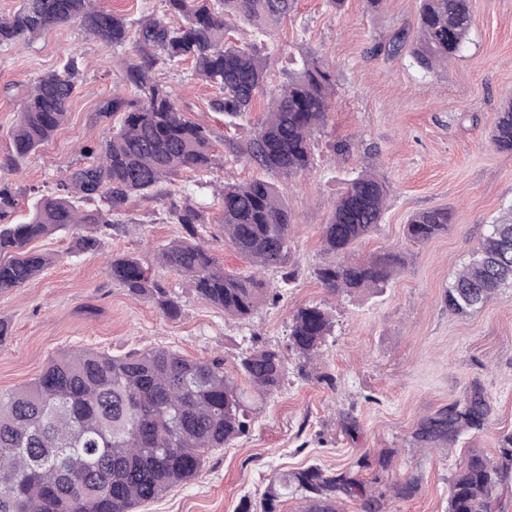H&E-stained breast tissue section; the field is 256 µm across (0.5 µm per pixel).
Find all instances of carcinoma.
<instances>
[{
  "mask_svg": "<svg viewBox=\"0 0 512 512\" xmlns=\"http://www.w3.org/2000/svg\"><path fill=\"white\" fill-rule=\"evenodd\" d=\"M169 12L185 17L179 27L155 15L133 21L123 14L92 7L91 0H22L0 17V47L64 24L80 26L105 47L134 42V61L125 80L136 98L114 97L101 110L123 113L120 127L84 154L93 158L59 182V192L41 196L28 218L0 225V293L20 288L38 276L50 259L28 245L56 230L81 229L75 248L98 249L111 233L112 214L134 194H145L184 169L204 172L213 158V132L189 118L171 92L153 81L156 66L189 59L197 76L215 84L221 96L210 102L228 123L246 117L252 104L270 96L266 116L242 153L260 167L288 178L313 164L311 136L330 110V74L315 60H302L288 81L268 93L264 78L267 56L256 43L226 38L225 17L243 18L255 36L267 23L288 13L292 0H166ZM472 23L471 0H419L417 35L411 55L427 71L456 57ZM161 49L164 57L157 56ZM67 75L39 77L25 97L11 134V153L4 167L38 149L64 124L76 89L78 68ZM490 141L512 152V98L497 112ZM98 199L103 206L81 208ZM224 238L259 267H285L291 216L279 190L255 179L224 186ZM387 187L372 174L360 173L339 194L328 223L324 249L336 260L318 277L333 294L382 290L404 264L397 251L352 258V245L381 224ZM186 237L162 248V266L191 278L195 292L224 314L249 318L277 293L256 274L230 273L218 266L204 244L207 221L190 196L169 211ZM446 207L413 215L407 236L427 242L448 231ZM110 278L132 298L148 297L171 319L179 302L153 279L140 260L115 255ZM512 286V212L488 225L470 259L444 292L453 314L482 308ZM333 329L330 312L318 304L299 307L292 315L288 347L305 362L322 353ZM249 383L240 387L224 373L223 362L185 358L159 348L117 357L92 349L59 353L29 385L0 394V512H135L170 488L194 479L207 456L246 435L257 408L250 392L261 397L278 391L284 377L283 356L275 349L252 346L236 361ZM492 413L489 396L479 384L422 418L411 435L417 448H450L465 432L486 429ZM512 489V432L500 435L494 456L471 452L449 481L448 512H495L499 493ZM296 494L305 512H338L348 496L362 500L363 512H382L381 498L347 470L331 473L312 465L270 482L261 512H279L282 499Z\"/></svg>",
  "mask_w": 512,
  "mask_h": 512,
  "instance_id": "carcinoma-1",
  "label": "carcinoma"
}]
</instances>
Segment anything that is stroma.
I'll return each mask as SVG.
<instances>
[{
    "mask_svg": "<svg viewBox=\"0 0 512 512\" xmlns=\"http://www.w3.org/2000/svg\"><path fill=\"white\" fill-rule=\"evenodd\" d=\"M417 14V0H384L377 12L368 11L365 0H346L339 11L328 0H295L287 17L269 24L268 87L286 82L292 59L305 57L322 62L334 82L327 121L312 136L314 165L293 179L262 173L236 152L262 119L267 99L254 102L242 127L228 126L209 106L215 88L189 62L158 66L154 80L176 90L188 117L214 132L211 168L180 173L152 197H131L113 215L114 229L98 251L77 252L68 230L35 239L31 249L51 257V264L24 286L0 293V321L9 330L0 342L2 394L31 383L52 357L72 348L114 356L167 348L192 359H223L229 373L252 345L283 351L284 384L260 403L249 433L213 451L198 476L139 512H236L243 497L260 503L271 480L309 465L357 470L369 489L387 493L383 512H446L449 479L468 451L493 455L498 436L512 431V288L464 316L449 312L443 300L487 224L512 206V153L490 142L497 111L512 97V0H472L461 53L431 72L410 52L375 51L398 31L415 33ZM132 54L129 46L105 48L76 23L0 48V181L17 200L5 223L21 221L69 171L87 165V144L119 127L120 115L104 118L99 110L113 95L133 98L123 79ZM71 58L79 77L66 123L18 159L16 171L3 169L28 87L41 75L63 71ZM341 141L350 149L339 156L333 147ZM362 172L379 177L388 196L382 223L352 252L367 257L397 248L406 263L379 293L339 296L317 275L332 260L323 250L322 226L345 181ZM261 175L285 189L295 278L286 283L281 269L266 271V284L279 297L243 321L201 300L187 277L162 268L157 249L184 237L167 212L189 194L208 220L206 245L215 259L225 269L249 272L250 263L224 240L220 191ZM434 207L448 208L447 233L409 242V218ZM123 253L137 256L178 297V318H166L150 300L132 299L112 281L107 261ZM309 303L325 307L334 328L315 376L307 378L287 344L293 313ZM475 383L492 400L488 427L451 449L412 447L419 421L462 399ZM385 452L390 466L383 471L377 460ZM364 455L370 467L356 469ZM409 479L418 485L412 497H390L393 483Z\"/></svg>",
    "mask_w": 512,
    "mask_h": 512,
    "instance_id": "obj_1",
    "label": "stroma"
}]
</instances>
